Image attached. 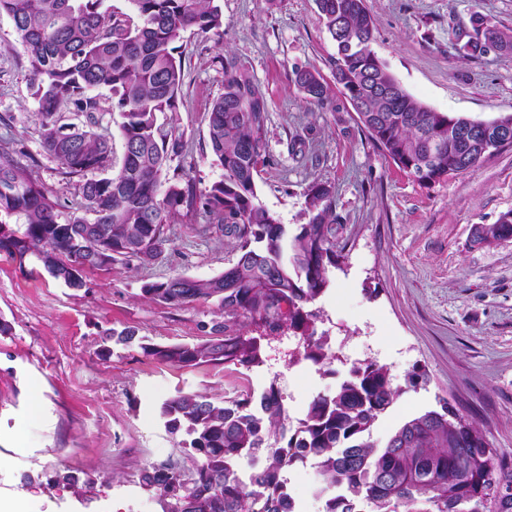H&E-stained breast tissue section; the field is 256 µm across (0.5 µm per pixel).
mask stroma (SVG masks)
<instances>
[{
	"instance_id": "stroma-1",
	"label": "stroma",
	"mask_w": 512,
	"mask_h": 512,
	"mask_svg": "<svg viewBox=\"0 0 512 512\" xmlns=\"http://www.w3.org/2000/svg\"><path fill=\"white\" fill-rule=\"evenodd\" d=\"M220 39L186 32L175 45L184 84L165 132L185 147L169 171L190 180L205 199L224 169L207 144L224 66L235 63L256 82L268 112L266 158L255 177L260 203L289 231L307 223L313 184L332 189L337 265L312 304L327 332L334 374L308 362L292 365L295 338L273 342L264 364L177 367L114 348L101 356L104 332L125 327L147 343L194 342L223 320L215 301L172 307L145 296V283L205 279L234 263V237L201 235L205 206L179 210L171 241L155 261L118 262L88 270L85 285L65 287L0 253V500L24 512H160L159 496L141 479L170 461H194L170 433L160 404L177 391L220 401L244 390L279 388L291 416L339 376L373 361L403 392L376 420L371 439L384 445L404 421L447 398L512 465V239L474 242L477 227L512 210V147L487 154L472 170L429 186L414 181L360 126L331 72L336 54L314 0H219ZM375 22L372 48L404 89L431 109L490 121L512 114V54L478 58L457 52L459 26L472 13L512 27V0H366ZM319 70L324 104L290 80L293 67ZM62 206L79 211L81 176L67 174L41 142L38 104L27 59L11 18L0 14V141ZM420 372L417 385H408ZM78 484L62 481L64 473Z\"/></svg>"
}]
</instances>
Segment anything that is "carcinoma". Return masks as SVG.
<instances>
[{
    "mask_svg": "<svg viewBox=\"0 0 512 512\" xmlns=\"http://www.w3.org/2000/svg\"><path fill=\"white\" fill-rule=\"evenodd\" d=\"M104 0H0L19 34L28 60L29 84L38 101L42 144L70 174L91 175L83 184L85 213L61 220L59 203L0 144V251L24 264L34 258L60 281L66 264L81 258L99 269L114 261L155 259L170 242L168 224L197 200L193 187L169 176L170 154L181 138L167 140L158 114L178 111L182 62L173 44L188 29L221 36L224 17L216 0H129L131 13H107ZM336 43L332 73L349 102H358L360 125L396 165L418 173L428 185L475 168L488 154L483 140L512 147V115L492 121L437 112L411 96L372 49L374 23L364 0H315ZM475 41L466 57L485 54L479 40H496L512 52V28L485 16L469 18ZM291 81L314 102H324L316 69L296 68ZM112 91L119 113L124 157L111 166V147L93 131L100 103L91 92ZM85 115L79 128L61 124L58 111ZM267 111L251 77L224 67V91L213 103L208 144L224 180L205 205L216 225L201 233L231 234L240 255L208 279L185 277L147 283L151 299L182 306L215 299L224 321L195 343L151 344L132 329H111L117 345L137 344L144 355L179 366L231 363L250 369L264 362L267 336L286 325L298 338L292 360L325 368L336 360L329 336L317 333L308 310L327 289V269L336 264L332 240V190L315 184L306 194L309 220L289 234L260 205L254 175L264 161ZM512 237V211L480 230L492 243ZM402 393L388 369L375 362L354 365L331 394H319L291 427L280 390L270 384L216 403L181 390L159 414L195 461L191 478L170 463L152 466L143 481L159 492L162 512H296L286 474L305 449L327 480L320 490L323 512H512V470L498 458L485 434L448 403L405 421L381 447L371 442L376 419Z\"/></svg>",
    "mask_w": 512,
    "mask_h": 512,
    "instance_id": "obj_1",
    "label": "carcinoma"
}]
</instances>
